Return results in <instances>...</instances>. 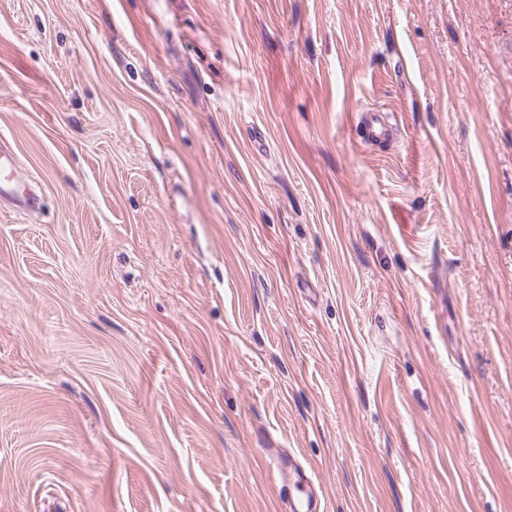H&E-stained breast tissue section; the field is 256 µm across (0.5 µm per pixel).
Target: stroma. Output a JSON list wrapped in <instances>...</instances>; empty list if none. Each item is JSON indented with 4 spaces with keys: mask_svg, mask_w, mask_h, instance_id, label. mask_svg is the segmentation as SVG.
I'll return each instance as SVG.
<instances>
[{
    "mask_svg": "<svg viewBox=\"0 0 512 512\" xmlns=\"http://www.w3.org/2000/svg\"><path fill=\"white\" fill-rule=\"evenodd\" d=\"M0 135V512H512V0H0ZM357 128L362 140L373 147L387 146L397 135L396 124L385 112L376 109L360 113ZM21 167L17 155L7 138H0V205L9 204L22 214L39 213L43 210L41 194L19 176ZM274 468L279 492L288 496L289 512H323L311 474L294 457H278Z\"/></svg>",
    "mask_w": 512,
    "mask_h": 512,
    "instance_id": "stroma-1",
    "label": "stroma"
}]
</instances>
